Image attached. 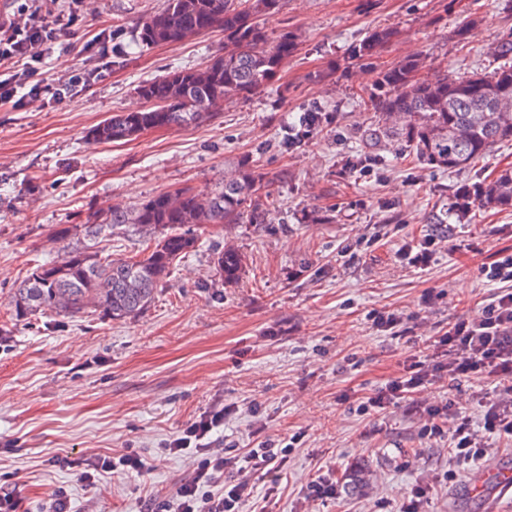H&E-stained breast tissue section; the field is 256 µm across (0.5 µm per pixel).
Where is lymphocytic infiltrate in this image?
<instances>
[{"mask_svg":"<svg viewBox=\"0 0 512 512\" xmlns=\"http://www.w3.org/2000/svg\"><path fill=\"white\" fill-rule=\"evenodd\" d=\"M64 28L62 20L49 24L34 12L24 21L0 24L1 105L17 99L34 102L47 94L62 99L76 94L87 82L84 74L55 85L38 76L37 64L46 55L70 52L71 43L62 38ZM482 273L500 289L481 314L449 324L436 340V351L429 361L406 360L401 372L361 405L365 411L382 410L393 400L410 398L409 413L424 420L423 436L446 440L453 461L474 465L487 460L488 438L512 446V253L499 251L496 259L483 266ZM444 378H477L495 385L497 396L479 400L484 410L481 429L472 428L467 405L451 402L428 406L417 400V392ZM223 419V411H214L168 443L169 453L196 457L197 467L173 498L150 491L144 512H242L253 496L247 471L277 468L278 454L262 448L238 457L209 448L206 438Z\"/></svg>","mask_w":512,"mask_h":512,"instance_id":"1","label":"lymphocytic infiltrate"}]
</instances>
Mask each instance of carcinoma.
<instances>
[{"instance_id":"carcinoma-1","label":"carcinoma","mask_w":512,"mask_h":512,"mask_svg":"<svg viewBox=\"0 0 512 512\" xmlns=\"http://www.w3.org/2000/svg\"><path fill=\"white\" fill-rule=\"evenodd\" d=\"M281 0H163L141 22L137 40L168 45L215 30L224 47L206 64L169 72L137 86L138 110L117 112L91 128L99 143L131 140L150 129H176L209 120L216 105L261 90L279 79L298 51L299 37L276 35L259 22L279 12ZM395 36L376 28L351 48V58L372 59ZM502 60L492 71L465 77L446 72L421 77L423 58L408 56L379 73L368 106L377 120L367 141L378 151L408 149L430 169L460 171L512 141V35L496 43ZM270 176L243 157L224 170V180L197 189L185 186L153 195L131 208L87 214L85 222L59 225L55 239L77 243L55 260L32 269L14 289L12 319L51 312L74 317L89 309L113 319L137 317L151 304L171 269L198 247L194 227L268 224L274 186ZM512 208V171L503 170L462 194L461 210ZM138 232L152 245L132 256L106 259L99 244L119 233ZM224 282L236 281L244 256L227 245L213 252Z\"/></svg>"}]
</instances>
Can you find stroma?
<instances>
[{"instance_id": "35a3bbf8", "label": "stroma", "mask_w": 512, "mask_h": 512, "mask_svg": "<svg viewBox=\"0 0 512 512\" xmlns=\"http://www.w3.org/2000/svg\"><path fill=\"white\" fill-rule=\"evenodd\" d=\"M161 2L42 0L44 21L77 18L66 35L73 51L46 59L44 78H91L59 104L0 106V486H15L27 512L60 488L73 512H142L148 489L171 494L194 469L165 444L222 408L213 448L240 455L268 439L290 448L282 470L252 477L265 512H397L419 487L424 512H483L469 493L483 466L442 481L448 452L421 437L407 401L366 414L359 406L495 293L480 268L512 250V209L474 207L462 220L456 206L463 187L512 169V142L454 172L410 153L373 156L363 132L378 71L404 56L422 55L428 75L498 66L489 46L512 32V0H281L265 26L297 32L299 50L274 85L198 125L93 142L89 129L141 107L137 85L199 67L224 43L212 33L140 45L138 27ZM383 26L398 37L370 65L353 62L351 44ZM315 111L327 122L302 132L300 117ZM355 155L361 166L350 165ZM241 156L286 175L271 223L196 228L197 250L135 318L12 320L14 288L57 254V225L214 185ZM428 234L441 237L430 266L401 262L398 251ZM227 243L245 257L232 284L212 260ZM393 311L409 317L403 335L373 322ZM126 451L145 457L148 474L112 475L99 493L78 481L76 463ZM357 465L366 482L354 489L346 476ZM323 474L335 495L309 501L308 483Z\"/></svg>"}]
</instances>
